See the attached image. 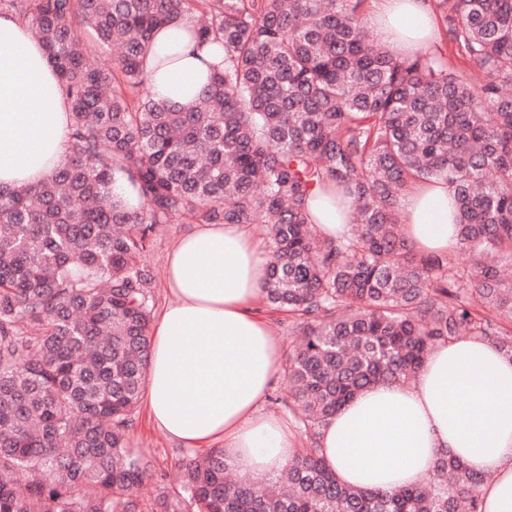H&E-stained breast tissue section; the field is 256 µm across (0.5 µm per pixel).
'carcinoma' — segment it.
I'll return each instance as SVG.
<instances>
[{
    "mask_svg": "<svg viewBox=\"0 0 512 512\" xmlns=\"http://www.w3.org/2000/svg\"><path fill=\"white\" fill-rule=\"evenodd\" d=\"M360 4L0 0L44 46L73 121L47 180L0 187V512H139L150 482L152 512H483L486 474L448 450L423 483L365 490L336 479L317 438L364 388L415 377L440 340L487 338L512 356V0H442L467 75L390 55ZM184 15L221 55L190 107L156 98L143 66ZM120 178L139 208L114 195ZM431 180L448 184L467 257L453 272L452 254L417 249L401 223L405 188ZM334 186L356 215L341 243L307 208ZM180 219L260 225L267 303L302 317L287 380L312 447L274 488L230 477L217 448L184 459L170 488L129 446L154 314L143 256Z\"/></svg>",
    "mask_w": 512,
    "mask_h": 512,
    "instance_id": "1",
    "label": "carcinoma"
}]
</instances>
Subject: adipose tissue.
I'll use <instances>...</instances> for the list:
<instances>
[{
  "label": "adipose tissue",
  "instance_id": "adipose-tissue-1",
  "mask_svg": "<svg viewBox=\"0 0 512 512\" xmlns=\"http://www.w3.org/2000/svg\"><path fill=\"white\" fill-rule=\"evenodd\" d=\"M368 16L398 57L414 56L439 34L428 0H370ZM192 27L186 17L168 24L145 57L157 98L185 107L216 60L212 45L195 48ZM71 132L68 94L43 45L21 19L0 14V186L45 181L64 163ZM399 210L421 250L456 247L447 184L410 185ZM308 212L320 236L349 237L352 204L318 191ZM265 270L257 226L204 224L175 240L163 274L172 300L150 325L143 395L169 439L223 449L225 462L252 481L297 453L287 423L264 411L280 367L275 335L255 312ZM318 446L341 483L369 490L419 484L436 453L450 450L467 467L494 474L480 489L484 512H512V358L484 339L437 342L411 382L367 388L329 418Z\"/></svg>",
  "mask_w": 512,
  "mask_h": 512
}]
</instances>
